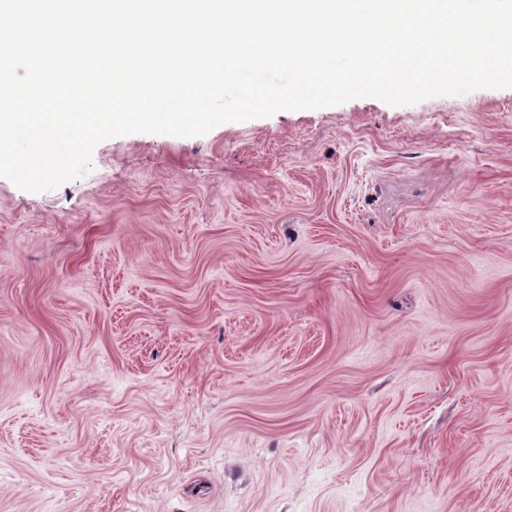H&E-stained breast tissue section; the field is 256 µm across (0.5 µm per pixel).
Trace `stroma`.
Wrapping results in <instances>:
<instances>
[{
    "label": "stroma",
    "mask_w": 512,
    "mask_h": 512,
    "mask_svg": "<svg viewBox=\"0 0 512 512\" xmlns=\"http://www.w3.org/2000/svg\"><path fill=\"white\" fill-rule=\"evenodd\" d=\"M0 177V512H512V88Z\"/></svg>",
    "instance_id": "stroma-1"
}]
</instances>
